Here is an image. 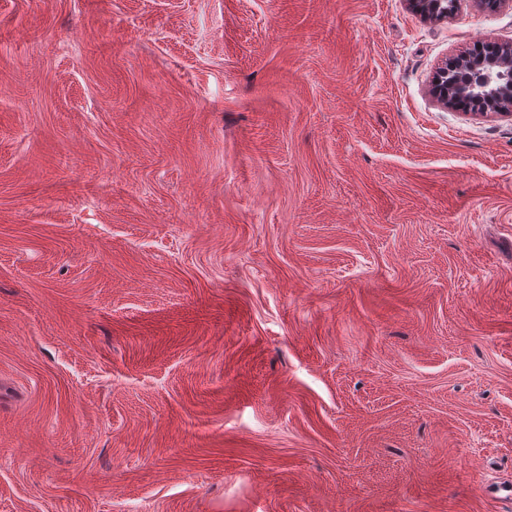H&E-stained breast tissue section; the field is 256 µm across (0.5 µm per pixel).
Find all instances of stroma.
<instances>
[{
	"mask_svg": "<svg viewBox=\"0 0 512 512\" xmlns=\"http://www.w3.org/2000/svg\"><path fill=\"white\" fill-rule=\"evenodd\" d=\"M512 6L0 0V512H512ZM410 8L425 18L441 22L457 14L464 0H407ZM488 55L478 59L471 58V54L464 55L459 62V67L467 64L476 69H482L478 82L471 81L469 90L475 101L480 102L483 108L492 112H499L508 116L512 115V42H506L491 49ZM442 62L432 73L430 90L432 96L441 105L456 106L453 94V72L457 61ZM470 102L472 99L468 100Z\"/></svg>",
	"mask_w": 512,
	"mask_h": 512,
	"instance_id": "stroma-1",
	"label": "stroma"
}]
</instances>
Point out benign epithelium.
<instances>
[{
  "mask_svg": "<svg viewBox=\"0 0 512 512\" xmlns=\"http://www.w3.org/2000/svg\"><path fill=\"white\" fill-rule=\"evenodd\" d=\"M410 8L425 18L441 22L456 14L464 0H407ZM469 65L483 70L481 78L471 82L469 90L474 100L480 102L485 110L512 114V42H506L492 49L488 55L477 59L465 55L457 62L441 63L432 73L430 90L432 96L441 105L456 106L453 94V72L456 65Z\"/></svg>",
  "mask_w": 512,
  "mask_h": 512,
  "instance_id": "7a95c632",
  "label": "benign epithelium"
}]
</instances>
